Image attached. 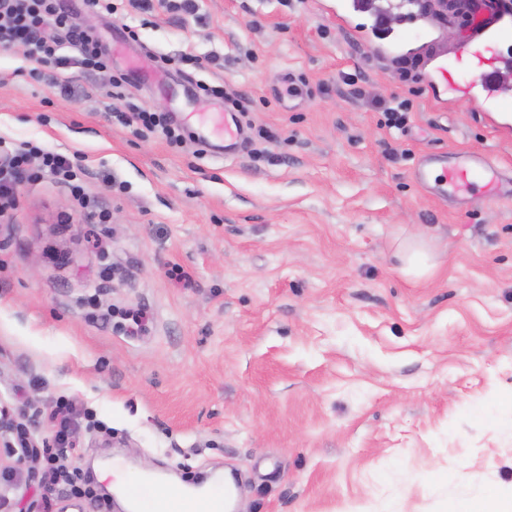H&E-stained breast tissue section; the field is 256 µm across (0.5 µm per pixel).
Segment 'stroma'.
I'll return each instance as SVG.
<instances>
[{"label":"stroma","mask_w":512,"mask_h":512,"mask_svg":"<svg viewBox=\"0 0 512 512\" xmlns=\"http://www.w3.org/2000/svg\"><path fill=\"white\" fill-rule=\"evenodd\" d=\"M62 2L112 70L69 67L64 96L57 66L0 48V138L84 168L83 199L47 176L0 218V418L48 442L68 401L90 480L102 462L165 490L230 472L235 512H458L512 492V77L493 112L435 92L466 0L388 33V0ZM130 28L142 57L174 58L160 80L114 48ZM238 96L239 150L200 152L197 117ZM395 97L412 103L399 127L378 107ZM134 106L183 142L118 121ZM473 153L495 195L416 178ZM409 235L433 274L401 273ZM10 481L0 512H41L37 461ZM134 113H137V119L140 120L146 128L152 129L155 127H160L163 134L171 144L178 145L181 143V130L169 125L163 113L148 112L144 109Z\"/></svg>","instance_id":"obj_1"}]
</instances>
